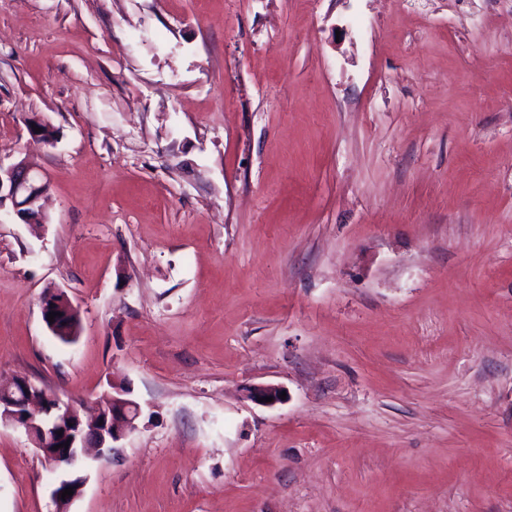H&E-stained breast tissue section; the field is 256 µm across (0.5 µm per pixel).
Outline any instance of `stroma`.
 Here are the masks:
<instances>
[{
    "mask_svg": "<svg viewBox=\"0 0 512 512\" xmlns=\"http://www.w3.org/2000/svg\"><path fill=\"white\" fill-rule=\"evenodd\" d=\"M24 158L0 381L144 410L70 512H512V0H0ZM52 489L0 425V512ZM50 190L44 173L24 159L8 167L0 164V210L8 203L25 224L46 223L41 201Z\"/></svg>",
    "mask_w": 512,
    "mask_h": 512,
    "instance_id": "stroma-1",
    "label": "stroma"
}]
</instances>
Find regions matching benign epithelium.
<instances>
[{
  "label": "benign epithelium",
  "instance_id": "1",
  "mask_svg": "<svg viewBox=\"0 0 512 512\" xmlns=\"http://www.w3.org/2000/svg\"><path fill=\"white\" fill-rule=\"evenodd\" d=\"M29 135L41 140L50 129V121L42 116L28 118ZM40 131H34V128ZM50 190V183L44 173L30 161L24 159L8 167L0 165V210L10 206L18 219L25 224L44 223L47 217L41 201ZM63 294L59 289H49L42 300V318L50 332L57 331V323L48 322V314L58 305L57 297ZM282 388L276 385H260L250 391V398L258 401L270 397L269 405L280 402ZM43 388L26 378H17L0 384V423L12 425L31 433L36 417L44 413L58 416L54 426L41 428V439L35 447L45 452V463L54 475L52 497L61 498L67 482L76 478L70 501L81 496L86 484L84 475L89 466L118 450V444L129 433L137 429V421L143 414L141 405L128 397L117 384H112V394L106 401L96 405L87 419L80 416L71 402H63L56 395L51 403L43 401ZM68 443V448L61 444Z\"/></svg>",
  "mask_w": 512,
  "mask_h": 512
}]
</instances>
